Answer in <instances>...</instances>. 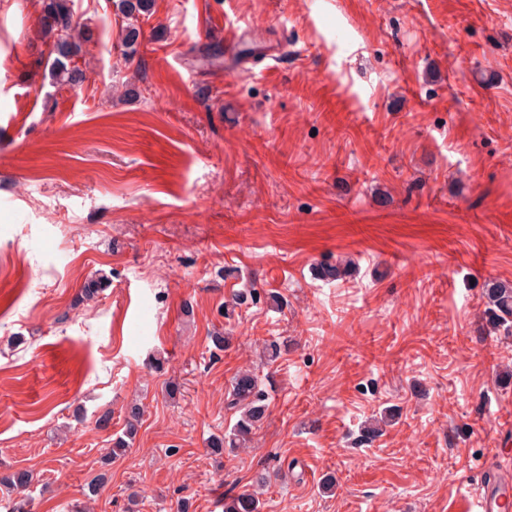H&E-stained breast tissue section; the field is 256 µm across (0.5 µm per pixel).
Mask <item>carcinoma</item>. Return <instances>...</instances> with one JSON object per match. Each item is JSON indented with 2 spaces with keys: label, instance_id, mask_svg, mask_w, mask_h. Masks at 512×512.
Wrapping results in <instances>:
<instances>
[{
  "label": "carcinoma",
  "instance_id": "cac0c4a2",
  "mask_svg": "<svg viewBox=\"0 0 512 512\" xmlns=\"http://www.w3.org/2000/svg\"><path fill=\"white\" fill-rule=\"evenodd\" d=\"M118 10L122 15L131 19L134 13H147L151 0H119ZM42 34L53 42L54 57L48 59L47 67L50 77L55 83L75 84L82 78L80 70L74 68L72 59L81 51L79 40L80 30L74 18L72 0H43ZM351 266V261L336 265L322 266L317 276L326 281H335L344 277ZM108 287V280L103 276L89 279L81 290V299L91 301L98 297L100 291ZM279 307L282 297L269 293L261 295L256 288H246L236 291L231 300L224 303V317L229 318L235 309L257 303L261 298ZM487 312L493 322L508 326L512 319V285L493 284L487 292ZM230 408L240 412L236 423L224 433V438H216L211 442V451L220 455L224 449L246 447L252 431L265 418L269 407L268 392L263 388L257 374L253 371H241L231 383ZM144 416V409L138 403L131 404L127 409L125 431L116 438L113 448L105 460L122 455L129 447V440L138 433ZM32 475L26 470L0 471V487L9 493L25 494L32 485ZM262 502L253 490H244L234 496L224 499V512H260Z\"/></svg>",
  "mask_w": 512,
  "mask_h": 512
}]
</instances>
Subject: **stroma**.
I'll use <instances>...</instances> for the list:
<instances>
[{
    "mask_svg": "<svg viewBox=\"0 0 512 512\" xmlns=\"http://www.w3.org/2000/svg\"><path fill=\"white\" fill-rule=\"evenodd\" d=\"M73 3L83 80L56 85L41 0H0V470L33 475L14 506L224 512L266 471L262 512H450L512 479V335L484 315L512 284V0H154L129 59L113 0ZM246 25L242 54L277 56L226 71ZM249 283L282 307L224 318ZM245 368L269 409L214 455ZM243 29L241 27H225L224 29V47L228 55L234 62V68L247 70L250 63L249 58H243L237 54V48L242 39ZM144 416V409L138 403L131 404L127 409L125 431L123 436H118L113 442V448L109 456L105 457V460H110L122 455L129 447V443L124 437L132 440L138 433V429L141 426L142 419Z\"/></svg>",
    "mask_w": 512,
    "mask_h": 512,
    "instance_id": "stroma-1",
    "label": "stroma"
}]
</instances>
